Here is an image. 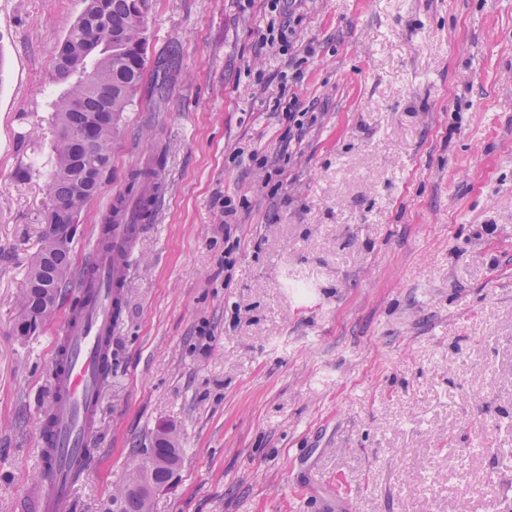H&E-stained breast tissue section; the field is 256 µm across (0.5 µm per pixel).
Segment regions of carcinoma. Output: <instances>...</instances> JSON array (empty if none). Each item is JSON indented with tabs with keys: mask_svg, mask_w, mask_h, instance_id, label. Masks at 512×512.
<instances>
[{
	"mask_svg": "<svg viewBox=\"0 0 512 512\" xmlns=\"http://www.w3.org/2000/svg\"><path fill=\"white\" fill-rule=\"evenodd\" d=\"M85 8L65 37L54 57L55 81L65 89L53 102L59 128L53 145L51 169L47 174L49 208L78 222L100 191L105 173L112 168V141L120 132L123 112L134 101L144 81H149L152 100L165 98L172 77L179 69L175 49L148 68L147 20L149 0H84ZM84 102L85 111L74 110V102ZM93 126L83 143L69 137L72 127ZM153 168L130 175L131 194L143 201L158 190ZM129 210L126 196H119L105 218L108 224ZM60 225L46 226L43 246L26 273L23 315L16 331L21 336L38 332L53 311L61 289L69 287L73 272L70 241ZM150 465L136 464L128 482L112 493L106 512H149L148 487H164L177 472L181 449L175 447L171 432L162 429L147 449Z\"/></svg>",
	"mask_w": 512,
	"mask_h": 512,
	"instance_id": "cac0c4a2",
	"label": "carcinoma"
}]
</instances>
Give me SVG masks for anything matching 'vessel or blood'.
<instances>
[{
    "instance_id": "vessel-or-blood-1",
    "label": "vessel or blood",
    "mask_w": 512,
    "mask_h": 512,
    "mask_svg": "<svg viewBox=\"0 0 512 512\" xmlns=\"http://www.w3.org/2000/svg\"><path fill=\"white\" fill-rule=\"evenodd\" d=\"M142 229V224L125 220L110 225L109 239L126 247L119 260L106 241L94 240L86 263L93 278L79 282L80 290L88 291V300L80 316L68 320L53 341L65 353L56 359L46 400L44 416L51 427L39 436L38 459L47 478L32 504L33 512H69L87 466L102 388V358L111 354L119 324L113 307L115 289L128 279L134 261L131 246Z\"/></svg>"
}]
</instances>
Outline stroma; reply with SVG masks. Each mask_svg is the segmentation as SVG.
<instances>
[{"mask_svg":"<svg viewBox=\"0 0 512 512\" xmlns=\"http://www.w3.org/2000/svg\"><path fill=\"white\" fill-rule=\"evenodd\" d=\"M288 5L283 51L259 42L268 0H151L148 59L178 47L181 71L125 112L75 268L157 143L164 204L72 512H105L163 426L182 460L150 512H512V0ZM83 9L0 0V512H29L52 342L80 296L16 335L53 59ZM294 96L316 120L292 141Z\"/></svg>","mask_w":512,"mask_h":512,"instance_id":"1","label":"stroma"}]
</instances>
